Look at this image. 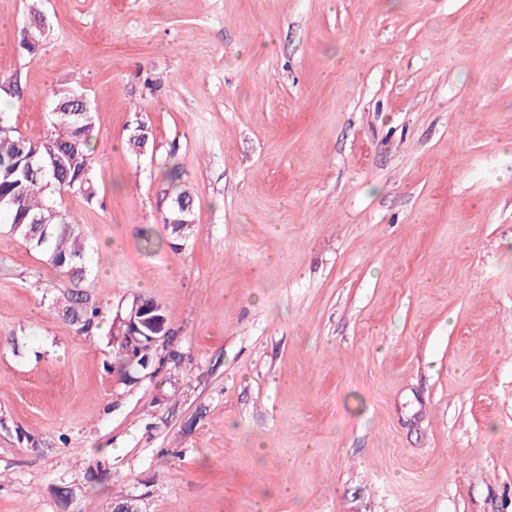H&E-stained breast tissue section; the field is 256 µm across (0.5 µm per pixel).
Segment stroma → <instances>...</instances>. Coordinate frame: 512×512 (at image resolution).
<instances>
[{"instance_id":"1","label":"stroma","mask_w":512,"mask_h":512,"mask_svg":"<svg viewBox=\"0 0 512 512\" xmlns=\"http://www.w3.org/2000/svg\"><path fill=\"white\" fill-rule=\"evenodd\" d=\"M30 4L0 109L94 103L100 314L0 223V512H512V0H40L34 55ZM140 298L176 358L125 372Z\"/></svg>"}]
</instances>
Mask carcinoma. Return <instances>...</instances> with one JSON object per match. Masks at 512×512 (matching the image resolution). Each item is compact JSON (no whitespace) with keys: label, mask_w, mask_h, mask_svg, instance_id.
<instances>
[{"label":"carcinoma","mask_w":512,"mask_h":512,"mask_svg":"<svg viewBox=\"0 0 512 512\" xmlns=\"http://www.w3.org/2000/svg\"><path fill=\"white\" fill-rule=\"evenodd\" d=\"M41 23V13L31 11V27L23 29L21 40L29 52L39 45L29 35ZM52 101L47 133L39 138L22 135L8 113L0 111V219L6 220L17 238L38 249L48 265L68 275L72 288L65 298L64 315L88 330L99 307L81 288L87 275L86 242L76 219L59 208L56 194L65 191L87 203L97 198L93 112L89 99L70 84L53 88ZM150 135L147 128L138 127L128 140L130 151L143 154ZM187 205H193L192 191L180 188L165 219L182 215Z\"/></svg>","instance_id":"1"}]
</instances>
